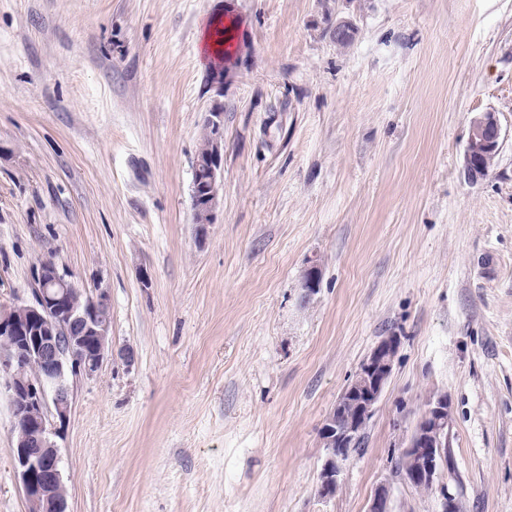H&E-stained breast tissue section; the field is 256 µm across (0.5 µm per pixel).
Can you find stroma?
<instances>
[{
	"instance_id": "stroma-1",
	"label": "stroma",
	"mask_w": 512,
	"mask_h": 512,
	"mask_svg": "<svg viewBox=\"0 0 512 512\" xmlns=\"http://www.w3.org/2000/svg\"><path fill=\"white\" fill-rule=\"evenodd\" d=\"M226 13L245 44L219 84L202 38ZM486 110L507 138L472 183ZM46 257L111 311L55 439L69 512H367L383 483L392 512H441L445 488L512 512V0H0V305ZM391 333L365 445L319 498L321 423ZM443 394L454 469L423 492L394 462ZM13 425L1 392L0 512H27ZM223 110V106H220ZM214 104L202 116L210 134L211 149L195 159L191 188V207L194 223L201 227L213 224L219 205L224 175V112ZM202 125V137L197 151H204L209 144L208 132ZM502 146V128L496 112L477 113L470 123V131L463 150L462 172L468 181L484 178V170L479 165L482 156L500 152ZM499 153L487 157L483 168L489 172L496 164Z\"/></svg>"
}]
</instances>
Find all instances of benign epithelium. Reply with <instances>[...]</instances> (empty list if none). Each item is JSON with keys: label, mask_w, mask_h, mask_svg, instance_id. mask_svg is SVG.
Here are the masks:
<instances>
[{"label": "benign epithelium", "mask_w": 512, "mask_h": 512, "mask_svg": "<svg viewBox=\"0 0 512 512\" xmlns=\"http://www.w3.org/2000/svg\"><path fill=\"white\" fill-rule=\"evenodd\" d=\"M211 149L195 159L191 188L194 223H214L224 175V112L211 107L202 116ZM502 128L493 111L477 113L463 150L462 172L469 181L484 178L481 157L500 152ZM33 301L0 306V376L17 427L13 464L28 512H69L68 490L53 440L69 419L68 373L94 376L112 350L108 297L85 295L55 260L33 268ZM400 345L397 336L383 337L361 361L320 428L326 456L317 494L335 495L352 458L351 449L373 417L391 377ZM451 424L448 397L428 398L407 438L402 454L408 482L433 485L444 468ZM367 512H391L390 486L381 484Z\"/></svg>", "instance_id": "benign-epithelium-1"}]
</instances>
